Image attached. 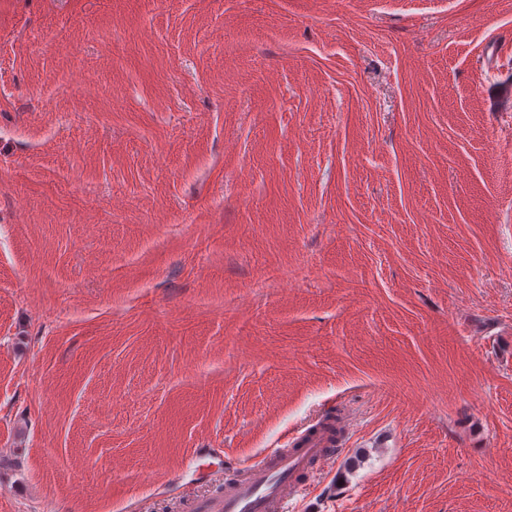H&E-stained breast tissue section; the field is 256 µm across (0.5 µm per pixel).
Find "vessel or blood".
Wrapping results in <instances>:
<instances>
[{
    "label": "vessel or blood",
    "instance_id": "obj_1",
    "mask_svg": "<svg viewBox=\"0 0 512 512\" xmlns=\"http://www.w3.org/2000/svg\"><path fill=\"white\" fill-rule=\"evenodd\" d=\"M344 430L338 416L323 414L304 431L292 432L286 448L260 453L235 466L222 498L209 512H285L288 501L301 493L333 449L341 447Z\"/></svg>",
    "mask_w": 512,
    "mask_h": 512
}]
</instances>
